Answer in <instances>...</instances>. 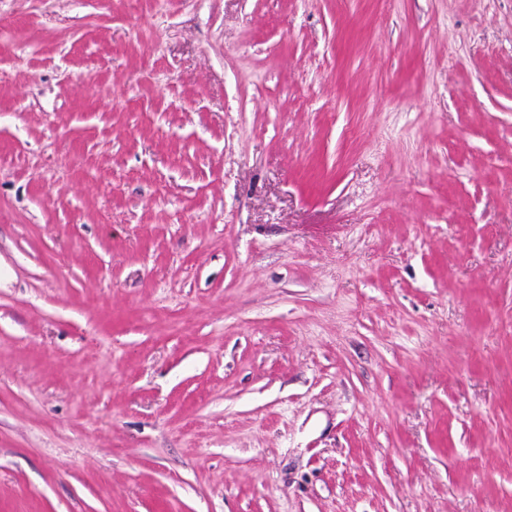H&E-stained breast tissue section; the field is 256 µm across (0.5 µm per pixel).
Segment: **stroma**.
<instances>
[{"label": "stroma", "mask_w": 512, "mask_h": 512, "mask_svg": "<svg viewBox=\"0 0 512 512\" xmlns=\"http://www.w3.org/2000/svg\"><path fill=\"white\" fill-rule=\"evenodd\" d=\"M0 512H512V0H0Z\"/></svg>", "instance_id": "stroma-1"}]
</instances>
